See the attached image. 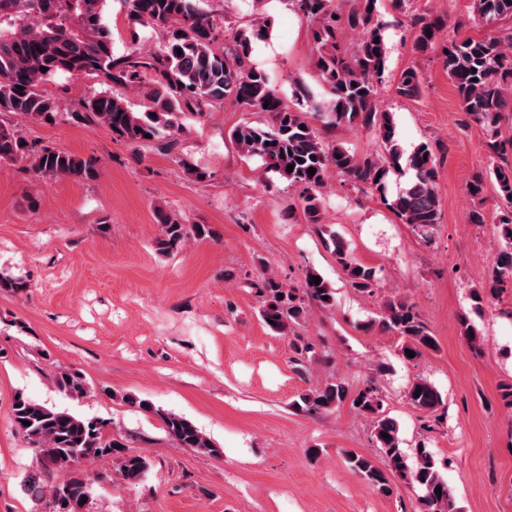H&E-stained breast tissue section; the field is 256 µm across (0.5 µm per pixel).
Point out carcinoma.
<instances>
[{
    "mask_svg": "<svg viewBox=\"0 0 512 512\" xmlns=\"http://www.w3.org/2000/svg\"><path fill=\"white\" fill-rule=\"evenodd\" d=\"M290 2L297 14L314 24L312 37L318 50L315 65L319 78L329 88L327 98L295 80V103H288L263 71L249 65L252 39L247 32H239L232 44L217 50L221 23L201 9L197 0H125L130 20L159 29L163 42L154 50L135 44L120 56L113 52L112 33L104 23L105 0H0V162L26 161L29 169L42 178L64 176L78 182L93 181L98 176L96 159L28 139L12 117L49 122L64 114L78 125L107 128L118 140L130 144L150 141L170 152L186 130L185 121L201 119L210 106L232 98L271 118L264 125L244 122L234 128L230 137L238 151L260 158L266 171L299 188L298 200L306 222L317 226L351 287L360 293L372 292L377 270L357 262L341 238L323 224L321 195L327 174L333 169L359 191H375L386 199L401 223L428 237L441 219L434 146L423 142L405 154L395 138L392 113L378 102V86L388 70L384 23L375 8L378 0H360L346 11L337 9L334 0ZM472 9L475 22L486 33L448 40L444 63L462 110L483 128L493 155L487 174L475 177L467 191L481 203L488 181L505 204L496 224L499 243L486 294L473 293L479 306L483 296L493 298L512 288V164L506 160L512 151V139L505 140L501 135L505 114H512V36L499 35L500 25L512 21V0H473ZM410 28L414 49L426 52L438 43L445 23L418 13L410 16ZM346 36L353 40L349 48L345 47ZM178 49L182 54L176 53ZM43 67L47 71H41ZM59 73L74 77L94 74L107 85L133 90L141 89L147 78L149 110L134 112L106 92L83 98L69 108L63 106L44 89L45 83ZM420 89L415 70L401 72L396 86L400 96L413 98ZM355 127L377 135L381 154L360 157L324 137L338 128ZM289 165L293 170H287ZM311 168L316 169L313 175L309 174ZM406 171L412 175L392 199H387L390 177ZM158 221L161 237L157 246L162 253L177 251L192 239L214 235L205 224H185L162 211L158 212ZM314 276L318 273L306 271L299 289L284 288L270 277L261 278V318L270 330L289 338L299 362L316 360L314 343L295 331L305 318V301L324 309L336 302L335 289L323 278L320 284H313ZM378 325L401 339L404 358L407 349L418 358L438 348L435 336L412 304L400 300L385 303ZM461 325L467 344L480 348L483 336L469 318L462 317ZM56 384L75 399L89 392L77 372H59ZM408 399L423 419H442L443 397L428 380L414 382ZM125 400L157 416L179 447L203 455L219 454L214 443L184 416L137 397L127 396ZM348 400L358 414L371 419L387 471L357 454L348 457L351 467L382 494L391 493L393 477L418 487L423 512H457L448 482L431 452L425 447L417 450L414 463H408L399 425L384 409L373 382L353 390L344 381L334 379L319 390L300 395L294 405L306 412L329 411ZM26 421L31 425H24ZM12 426L45 458L44 472L63 474V479L53 485L37 472L28 473L21 482L26 493L45 502L47 512H86L81 500L91 495L96 478L86 467L91 461H115L130 483L144 480L151 469L145 454L130 451L108 432L110 422L58 411L22 393L12 404ZM384 432L388 437L382 436ZM438 487L439 495L435 493Z\"/></svg>",
    "mask_w": 512,
    "mask_h": 512,
    "instance_id": "1",
    "label": "carcinoma"
}]
</instances>
